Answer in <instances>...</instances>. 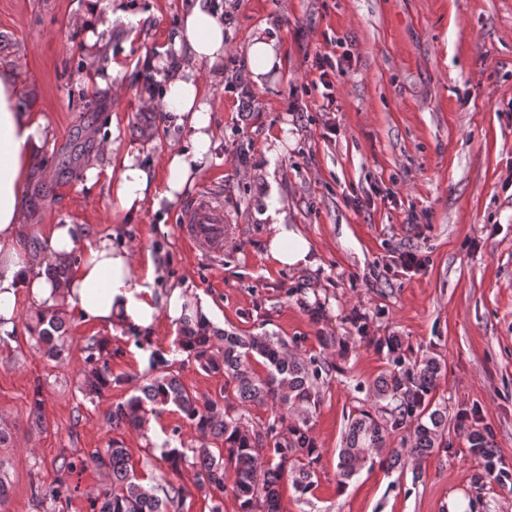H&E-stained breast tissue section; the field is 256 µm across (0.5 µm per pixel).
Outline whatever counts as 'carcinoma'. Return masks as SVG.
Returning <instances> with one entry per match:
<instances>
[{
    "label": "carcinoma",
    "instance_id": "obj_1",
    "mask_svg": "<svg viewBox=\"0 0 512 512\" xmlns=\"http://www.w3.org/2000/svg\"><path fill=\"white\" fill-rule=\"evenodd\" d=\"M28 331L33 348L48 360L63 363L70 357L71 341L61 309L35 311ZM175 345L203 371L224 374V393L188 391L171 370L170 360L154 352L137 393L112 405L107 424L114 431L137 430L147 414L177 408L200 445L187 446L175 433L164 442L160 458L175 474L192 469V484L163 478L144 487L138 463L114 438L107 447L82 456H60L54 486H33L36 497L56 502L73 496L78 486L70 478L88 469L102 471L110 479L91 501L92 512H185L187 499L195 492L209 499V512H224L227 494L236 500L238 512H284V480H290L302 496L311 489L318 478L321 448L310 418L319 401V381L329 369L314 359L289 354L288 342L281 337L226 333L187 314L179 319ZM387 345L394 368L378 377L372 393L380 412L360 410L338 451L337 477L342 486L366 465L375 464V457L384 451L383 463L394 469L448 447V407L429 399L440 379L441 363L425 354L406 367L401 339L390 336ZM107 350L108 342L96 338L85 346L79 390L91 404L115 387L134 383L101 363ZM257 364L263 371L255 368ZM263 406L269 411L266 419L250 417V408ZM401 431L408 433L410 447H388L390 438ZM213 441L222 447H209ZM469 441L473 452L486 459L485 473L495 475L496 448L490 435L474 429Z\"/></svg>",
    "mask_w": 512,
    "mask_h": 512
}]
</instances>
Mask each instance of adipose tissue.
Instances as JSON below:
<instances>
[{
	"instance_id": "adipose-tissue-1",
	"label": "adipose tissue",
	"mask_w": 512,
	"mask_h": 512,
	"mask_svg": "<svg viewBox=\"0 0 512 512\" xmlns=\"http://www.w3.org/2000/svg\"><path fill=\"white\" fill-rule=\"evenodd\" d=\"M172 45L176 65L163 85L161 105L168 125L183 131L182 142L166 149L157 166L138 153H119L114 136L102 141L104 158H120L109 193L123 212L156 211L162 203L177 202L207 169L217 145L206 91L197 78L199 69L221 66L227 47L224 21L209 0H195L183 14ZM18 96L14 69L0 67V334L14 330L23 303L59 307L86 322L149 335L161 318L176 321L188 307L212 319L210 302L186 288L159 291L154 264L136 274L134 246H115L108 237L82 239L77 225H50L38 257L22 250L27 221L22 193L40 164L48 128L44 112L34 105L20 109ZM264 216L274 229L266 251L270 263L310 265L311 245L287 229L288 213L278 191H270ZM57 265L68 267L69 274L55 282L45 270Z\"/></svg>"
}]
</instances>
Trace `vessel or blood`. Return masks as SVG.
Masks as SVG:
<instances>
[{
  "instance_id": "b4317fda",
  "label": "vessel or blood",
  "mask_w": 512,
  "mask_h": 512,
  "mask_svg": "<svg viewBox=\"0 0 512 512\" xmlns=\"http://www.w3.org/2000/svg\"><path fill=\"white\" fill-rule=\"evenodd\" d=\"M226 230L224 202L220 195L203 190L183 206L180 232L203 255L223 254Z\"/></svg>"
}]
</instances>
